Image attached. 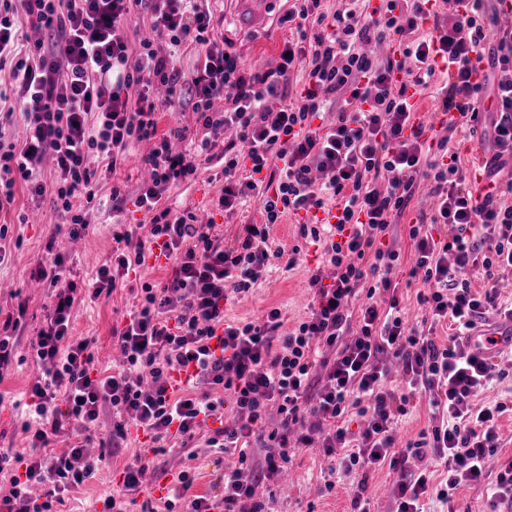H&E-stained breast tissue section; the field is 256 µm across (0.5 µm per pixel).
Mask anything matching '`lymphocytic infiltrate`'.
Instances as JSON below:
<instances>
[{"mask_svg":"<svg viewBox=\"0 0 512 512\" xmlns=\"http://www.w3.org/2000/svg\"><path fill=\"white\" fill-rule=\"evenodd\" d=\"M485 2L442 0L433 8L429 0H344L329 15L320 0H290L291 33L280 62L261 71L225 50L209 0H0V67L9 66L12 78L0 103L25 125L23 142L0 140V208L24 184L32 195H52L68 237H79L89 226L98 170L116 172L131 147L146 141L151 182L135 204L150 215L152 241L172 262L165 282L141 283L123 326L113 328L122 361L108 373L96 363L92 340L73 336V307L97 300L144 265L145 246L131 231L115 234L121 251L79 286L47 243L50 256L36 275L51 290V308L29 342L41 374L23 423L33 451L0 452V466L13 470L0 512H62L66 495L98 469L99 458L86 447L109 408L131 413L152 442L174 436L185 447L232 404L236 421L213 429L207 443L220 454L238 450V468L225 471L214 497L190 495L193 480L180 473L166 512L180 502L186 512L219 505L224 512H267L254 498L255 479L276 478L290 451L316 433L325 452L344 449L343 474L400 469L396 512H425L430 496L452 503L458 487L487 475L507 406L478 408L473 398L493 378L512 375V358L487 360L469 340L486 311L512 316V302L497 288L499 270L512 268V179L497 185L496 198H475L450 138L492 116L483 171L496 178L512 160V29L488 44ZM142 6L150 34L134 43L123 26ZM29 26L48 30L51 40L30 41ZM158 31L165 42H155ZM385 41L396 42V50L381 58L366 52ZM186 53L193 58L187 73L177 66ZM484 53L489 65L477 83L471 60ZM429 88L439 99L440 136L415 121L413 97ZM218 99L223 109H215ZM187 106L204 129L228 134L219 208L260 207L262 223L247 225L238 247H224L213 225L197 223L193 212L161 203L213 148L203 137L176 151L170 135L159 132L160 113ZM330 109L336 118L323 123ZM46 154L54 163L49 182L30 166ZM93 156L101 169L90 167ZM420 179L430 184L433 208L409 230L415 262L408 275L421 278L425 289L416 298L432 323L450 328L443 346L408 327L393 283L400 254L383 245ZM299 213L307 217L301 237L321 245L335 269L332 283L312 271L310 311L292 330L277 307L257 323L225 319L232 298L271 277L272 258L297 265L296 255L274 247L270 231ZM439 224L447 225L446 237H434ZM471 270L483 279V292L473 291ZM361 290L366 301L351 314L348 301ZM324 347L335 349L334 359H319ZM383 353L401 362L406 392L388 387ZM318 369L325 376L319 389ZM175 370L188 373L177 389ZM418 394L428 396L441 422L395 449V426ZM271 402L280 415L274 424L266 417ZM352 413L364 423L360 432L350 428ZM62 434L76 442L53 454ZM256 434L267 437L260 463L249 451ZM427 449L447 472L441 481L403 469Z\"/></svg>","mask_w":512,"mask_h":512,"instance_id":"obj_1","label":"lymphocytic infiltrate"}]
</instances>
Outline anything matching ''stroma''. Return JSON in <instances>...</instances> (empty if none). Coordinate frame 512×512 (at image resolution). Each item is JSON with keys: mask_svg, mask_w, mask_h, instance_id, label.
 I'll list each match as a JSON object with an SVG mask.
<instances>
[{"mask_svg": "<svg viewBox=\"0 0 512 512\" xmlns=\"http://www.w3.org/2000/svg\"><path fill=\"white\" fill-rule=\"evenodd\" d=\"M210 9L215 22L224 30V47L240 55L248 64L267 70L277 65L280 47L289 34L283 17L288 9L286 0H278L264 29H246L239 25L236 0H211ZM150 150L149 143L138 144L134 156L117 175L103 176L100 182L102 199H109L113 185H120L127 203L121 213L110 208L93 212L87 233L77 239H64L66 262L75 281L89 278L94 266L110 257L116 248L113 234L118 225L131 226L136 238L149 241L150 218L134 205L145 181L141 162ZM224 164L219 159L200 161L194 179L183 182L165 196L169 206L195 212L201 222H213L222 245L232 248L241 244L245 228L262 223L258 205H251L230 213L217 211L212 201L224 183ZM427 184H419L414 200L394 224L386 238L388 246L401 254L403 262L413 256L409 229L427 205ZM299 218L291 215L276 226V244L285 248L302 245V257L293 270H285L284 260H277L278 270L264 288L253 294L231 301L225 308L228 319L258 321L272 307L282 310L285 328H292L307 312L311 295L306 287L308 272L320 268L324 279H332L334 269L322 263V248L303 244L299 235ZM61 220L50 196H31L24 185H17L11 205L0 209V225H8L10 237L6 247L9 257L0 264V312H16L18 303L27 306L22 331L17 345L19 362L13 363L0 378V448L29 453L30 438L22 427L23 417L14 408L15 400L28 392L38 374L29 340L43 326L51 304L44 283L33 278L37 262L46 255L45 247ZM171 262L161 254L147 255L146 264L126 280L117 282L110 296L76 306L72 319V333L95 339V356L100 367L106 368L119 361L121 354L112 340L114 326L123 324L134 302L132 290L139 285L140 276L155 281L166 280ZM142 456L146 468L141 478V490L136 496L133 512H161L167 491L180 472L193 476V493L216 494L221 489L225 471L238 465L237 452L213 453L204 438H196L192 447H173L163 453H154L145 434L128 430L116 455L103 460L95 477L73 492L66 505L68 512H82L96 499L111 495L122 479V471L134 456ZM340 453L324 454L320 442L293 451L288 470L283 477L262 482L255 487V497L265 502L269 512H352L354 495L368 500L373 512H395L392 489L397 480L395 471L382 467L370 473L365 485H358L355 477L334 479L331 470L337 467Z\"/></svg>", "mask_w": 512, "mask_h": 512, "instance_id": "stroma-1", "label": "stroma"}]
</instances>
